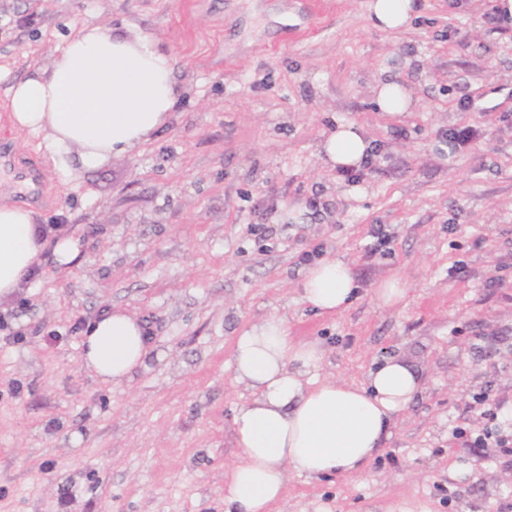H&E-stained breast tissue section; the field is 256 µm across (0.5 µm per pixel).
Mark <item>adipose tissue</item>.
<instances>
[{
  "instance_id": "1",
  "label": "adipose tissue",
  "mask_w": 512,
  "mask_h": 512,
  "mask_svg": "<svg viewBox=\"0 0 512 512\" xmlns=\"http://www.w3.org/2000/svg\"><path fill=\"white\" fill-rule=\"evenodd\" d=\"M419 7L418 0H372L370 18L395 32ZM177 101L169 55L144 38L89 25L56 48L47 68L12 84L5 107L15 130L41 135L52 161L68 157L94 168L143 149ZM322 149L331 168L357 167L371 144L349 122L331 131ZM36 229L32 210L0 205L1 298L20 288L34 264ZM299 287L303 302L326 314L343 309L356 290L349 264L338 258L309 267ZM150 350L145 325L115 311L90 325L82 357L102 382L119 384ZM322 361V350L295 342L279 317L237 337L233 377L250 397L233 417L240 453L224 479L225 512H270L292 474L314 480L363 473L421 389L420 375L399 357L384 359L360 384L322 376Z\"/></svg>"
}]
</instances>
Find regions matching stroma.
I'll list each match as a JSON object with an SVG mask.
<instances>
[{
    "label": "stroma",
    "instance_id": "stroma-1",
    "mask_svg": "<svg viewBox=\"0 0 512 512\" xmlns=\"http://www.w3.org/2000/svg\"><path fill=\"white\" fill-rule=\"evenodd\" d=\"M420 2L385 32L367 0H0V148L43 177L33 199L0 171V204L63 227L0 301V512H224L248 398L233 346L271 316L320 346L323 375L357 384L398 356L423 384L364 474L290 476L272 512H512V462L451 436L484 426L478 396H507L512 415V21L490 23L498 0ZM91 24L154 43L183 93L140 152L70 174L3 103ZM383 77L404 80L412 111L377 106ZM344 122L380 149L357 183L319 156ZM375 224L393 241L371 257ZM313 249L352 267L339 312L301 299ZM392 277L408 287L397 306L375 295ZM115 310L152 346L118 385L83 369L81 346Z\"/></svg>",
    "mask_w": 512,
    "mask_h": 512
}]
</instances>
